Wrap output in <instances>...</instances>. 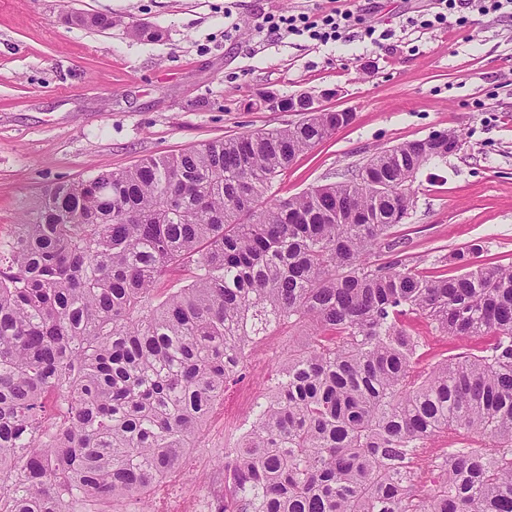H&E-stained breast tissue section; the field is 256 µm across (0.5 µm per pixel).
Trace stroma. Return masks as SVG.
I'll use <instances>...</instances> for the list:
<instances>
[{
    "mask_svg": "<svg viewBox=\"0 0 512 512\" xmlns=\"http://www.w3.org/2000/svg\"><path fill=\"white\" fill-rule=\"evenodd\" d=\"M359 26L336 43L268 38L263 12L328 10L332 0H0V241L56 182L116 172L201 143L286 128L294 112L262 93L309 92L354 118L276 178L294 196L362 166L377 150L437 131L462 148L427 163L393 236L430 271L452 249L481 244V262L512 263V17L420 27L436 0H346ZM109 14L112 29L77 24ZM159 29L144 41L135 26ZM386 33L372 43L366 27ZM288 329L272 328L246 359L255 396L275 379ZM226 444L200 443L178 492L192 501L221 470Z\"/></svg>",
    "mask_w": 512,
    "mask_h": 512,
    "instance_id": "obj_1",
    "label": "stroma"
}]
</instances>
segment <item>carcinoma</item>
<instances>
[{
  "label": "carcinoma",
  "instance_id": "cac0c4a2",
  "mask_svg": "<svg viewBox=\"0 0 512 512\" xmlns=\"http://www.w3.org/2000/svg\"><path fill=\"white\" fill-rule=\"evenodd\" d=\"M335 120L56 183L23 216L0 244V512H121L130 496L157 512L273 323L298 338L225 453L220 512H512V264L476 263V244L442 258L457 275L372 261L446 148L407 141L363 175L274 195ZM174 269L186 284L156 299ZM415 318L486 344L437 360ZM448 436L432 481L413 478Z\"/></svg>",
  "mask_w": 512,
  "mask_h": 512
}]
</instances>
